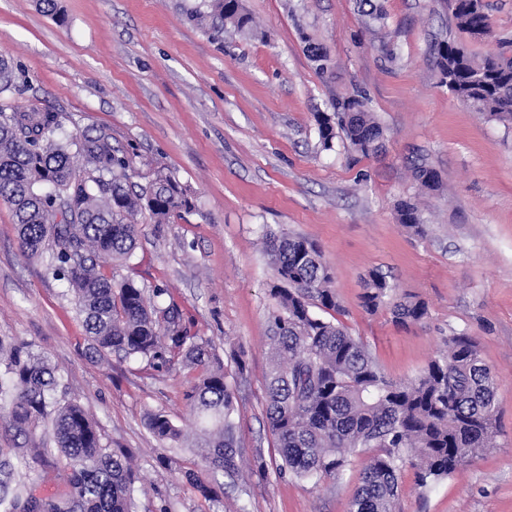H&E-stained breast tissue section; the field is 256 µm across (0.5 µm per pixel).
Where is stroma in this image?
I'll use <instances>...</instances> for the list:
<instances>
[{
  "mask_svg": "<svg viewBox=\"0 0 512 512\" xmlns=\"http://www.w3.org/2000/svg\"><path fill=\"white\" fill-rule=\"evenodd\" d=\"M375 2L385 15L379 23L363 0H244L262 34L243 38L191 21L201 0H60L62 24L34 0H0V52L29 79L0 104L40 98L65 111L69 137L106 129L113 147L134 154V183L162 166L195 198L172 223H142L117 275L169 289L225 361L242 461L215 502L182 478L184 469L205 468L185 399L192 372L93 353L66 282L48 274L45 257L24 254L0 202V339L46 355L60 393L85 406L102 444L130 453L140 477L135 512H349L372 449L316 483L276 471L264 388L270 230L318 243L345 325L390 378L416 377L456 332L476 339L496 378L494 447L427 485L404 469L396 512H512V129L441 85L431 48L460 33L436 0ZM306 33L335 60L333 75L316 73ZM356 91L382 127V151L362 156L341 136L323 150L315 113ZM417 160L438 171V188L413 179ZM409 197L424 234L397 220L398 202ZM373 270L387 277L392 300L414 296L426 316L401 326L389 310L365 312L360 295ZM235 350L246 361L240 375L228 360ZM150 410L182 428L185 446L153 437ZM35 444L47 449V463L34 477L18 475L16 487L64 490L69 469L50 429Z\"/></svg>",
  "mask_w": 512,
  "mask_h": 512,
  "instance_id": "stroma-1",
  "label": "stroma"
}]
</instances>
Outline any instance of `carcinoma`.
<instances>
[{"label":"carcinoma","instance_id":"1","mask_svg":"<svg viewBox=\"0 0 512 512\" xmlns=\"http://www.w3.org/2000/svg\"><path fill=\"white\" fill-rule=\"evenodd\" d=\"M459 31L470 40L491 26L484 0H445ZM194 21L216 33L230 28L244 37L258 26L242 0H204ZM306 52L317 73H331L326 53L308 36ZM498 51L481 56L457 42L435 48L436 65L448 90L463 103L512 126V40H497ZM23 71L0 53V95L25 86ZM64 111L32 100L23 107L0 108V200L15 216L27 254L49 252L48 269L66 281L100 356L123 353L158 369L176 365L197 372L186 400L198 422V447L207 449V476L188 469L186 481L215 500L216 478L235 479L241 452L236 436L237 405L224 362L211 340L187 325L179 304L165 288L152 292L106 271L133 254L140 237L138 217L170 224L195 207L189 189L157 169L144 186L131 181L132 158L112 148L103 129L63 141ZM323 149L342 133L363 156L378 152L382 129L369 100L356 93L334 112L316 113ZM413 177L426 189L439 185L425 162ZM404 227L424 233L412 199L397 206ZM274 273L269 288V370L265 416L281 459L278 470L297 480H319L340 472L347 453L376 448L360 477L350 512H395L398 475L404 466L419 470L422 483L453 475L491 446L499 434L496 381L483 362L476 340L456 333L447 352L416 378H388L369 350L339 320L344 309L333 289L334 275L313 240L282 232L265 236ZM392 286L377 271L368 274L361 307L375 313L388 306L395 322L416 323L427 307L413 296L387 305ZM319 309L326 313L320 316ZM58 379L48 359L27 344L0 340V423L33 440L51 420L59 451L70 461L68 489L50 495L32 487L20 494L14 475L43 465L42 448H0V512H132L137 474L129 453L106 448L98 425L75 400L56 399ZM158 440L184 441L182 430L163 411L147 414Z\"/></svg>","mask_w":512,"mask_h":512}]
</instances>
